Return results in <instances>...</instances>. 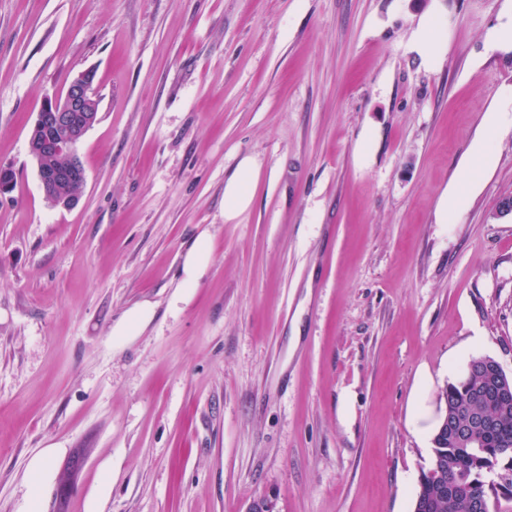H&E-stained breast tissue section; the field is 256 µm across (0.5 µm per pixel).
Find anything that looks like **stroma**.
Segmentation results:
<instances>
[{
  "label": "stroma",
  "mask_w": 512,
  "mask_h": 512,
  "mask_svg": "<svg viewBox=\"0 0 512 512\" xmlns=\"http://www.w3.org/2000/svg\"><path fill=\"white\" fill-rule=\"evenodd\" d=\"M426 14L448 40L432 65ZM510 17L512 0H0V512L34 492L40 512H411L440 391L477 356L512 375V130L437 218L512 85V51L485 42ZM88 69L86 181L56 209L29 134ZM245 156L259 182L228 222ZM204 233L207 272L178 291ZM144 302L151 321L114 336ZM438 21L434 16L425 15L419 21V33L415 49L421 57L434 60L445 53L447 43L438 33ZM512 112V87L503 89L496 107L488 112L483 122V134L469 148L463 164L462 179L448 188L440 202V212L448 218V213L463 208L469 193L475 190L481 180L482 172L490 165L491 156L487 152V144L498 138L502 131L503 117ZM259 169L250 156L240 159L235 174L224 183V219L231 221L252 204Z\"/></svg>",
  "instance_id": "stroma-1"
}]
</instances>
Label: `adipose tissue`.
<instances>
[{
  "mask_svg": "<svg viewBox=\"0 0 512 512\" xmlns=\"http://www.w3.org/2000/svg\"><path fill=\"white\" fill-rule=\"evenodd\" d=\"M512 112V88L503 89L496 107L488 112L483 122V134L469 148L463 164L462 179L450 187L440 202L441 214H448L463 208L471 191L481 180L483 171L490 165L487 151L489 142L498 138L502 131L503 118ZM259 169L252 157H242L235 174L224 184V218L233 220L252 204L257 186Z\"/></svg>",
  "mask_w": 512,
  "mask_h": 512,
  "instance_id": "adipose-tissue-1",
  "label": "adipose tissue"
}]
</instances>
